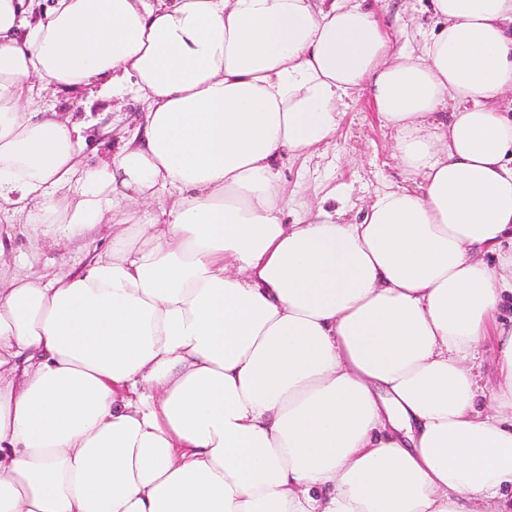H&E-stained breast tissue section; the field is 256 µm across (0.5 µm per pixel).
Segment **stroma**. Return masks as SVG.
I'll return each mask as SVG.
<instances>
[{"label": "stroma", "mask_w": 512, "mask_h": 512, "mask_svg": "<svg viewBox=\"0 0 512 512\" xmlns=\"http://www.w3.org/2000/svg\"><path fill=\"white\" fill-rule=\"evenodd\" d=\"M392 153L390 133L368 95L351 97L323 156L281 159L279 166L290 212H302L305 204L336 193L349 196L353 204L349 219H360L361 206L378 189L403 182ZM107 235V229L98 226L54 246L36 239L32 226L23 221L0 226V242L6 251L25 256L28 271L40 274L78 271L95 252L108 245Z\"/></svg>", "instance_id": "1"}]
</instances>
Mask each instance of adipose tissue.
<instances>
[{"mask_svg":"<svg viewBox=\"0 0 512 512\" xmlns=\"http://www.w3.org/2000/svg\"><path fill=\"white\" fill-rule=\"evenodd\" d=\"M419 3L0 0V211L112 228L0 266V512H512V0ZM357 92L406 186L284 223ZM48 93L145 114L91 164ZM417 2L414 0H391V1H383L380 4L383 6L381 14L383 16V21L386 26L391 30L395 25L396 15L401 16L408 23L416 24L418 19L417 13H413L411 11V5L416 4ZM405 7L407 8L404 12ZM411 18H413L411 20ZM412 22H411V21ZM1 241L8 253L6 258L13 262V255L26 257L28 271L40 274L76 272L97 251L108 245V230L104 226L85 231L82 235L59 246L43 243L36 239L33 228L22 220L5 224L1 215ZM9 236V238H8ZM475 374L479 377V384L489 398L492 389L495 387L497 374L487 352L481 351L475 361Z\"/></svg>","mask_w":512,"mask_h":512,"instance_id":"1","label":"adipose tissue"}]
</instances>
